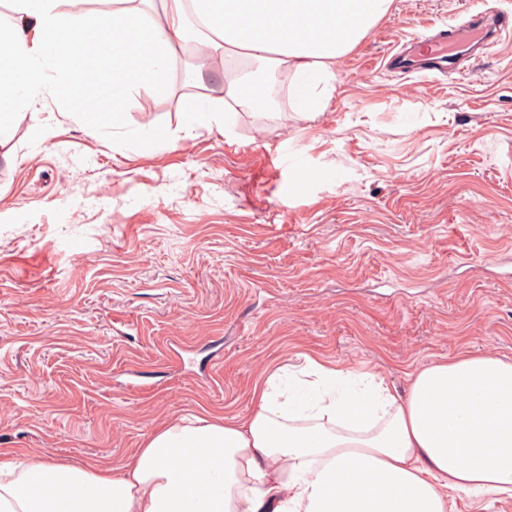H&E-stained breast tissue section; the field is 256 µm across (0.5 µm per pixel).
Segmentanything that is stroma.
<instances>
[{
  "label": "stroma",
  "mask_w": 512,
  "mask_h": 512,
  "mask_svg": "<svg viewBox=\"0 0 512 512\" xmlns=\"http://www.w3.org/2000/svg\"><path fill=\"white\" fill-rule=\"evenodd\" d=\"M482 0H393L325 112L279 101L184 130L220 64L76 122L63 101L0 145V449L121 464L192 409L244 417L319 356L406 393L414 370L512 358V30L468 75L384 66ZM153 127L164 140L142 136Z\"/></svg>",
  "instance_id": "stroma-1"
}]
</instances>
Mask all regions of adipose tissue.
<instances>
[{
  "instance_id": "adipose-tissue-1",
  "label": "adipose tissue",
  "mask_w": 512,
  "mask_h": 512,
  "mask_svg": "<svg viewBox=\"0 0 512 512\" xmlns=\"http://www.w3.org/2000/svg\"><path fill=\"white\" fill-rule=\"evenodd\" d=\"M63 2L0 12L1 111L35 107L47 90L71 117L100 119L104 102L163 92L188 46L288 68L295 110L313 120L337 60L392 0H162L159 28L132 12L88 21ZM105 27L109 42L81 43ZM458 492L512 497V359L438 362L400 396L309 357L271 372L249 416L187 412L151 427L117 467L0 451V512H451Z\"/></svg>"
}]
</instances>
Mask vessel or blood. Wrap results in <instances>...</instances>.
Instances as JSON below:
<instances>
[{
    "instance_id": "vessel-or-blood-1",
    "label": "vessel or blood",
    "mask_w": 512,
    "mask_h": 512,
    "mask_svg": "<svg viewBox=\"0 0 512 512\" xmlns=\"http://www.w3.org/2000/svg\"><path fill=\"white\" fill-rule=\"evenodd\" d=\"M509 26L512 17L498 11L470 16L463 23L439 28L432 35L413 41L408 49L391 56L387 68L401 77L413 73L444 76L459 73L468 60L470 38L488 42Z\"/></svg>"
}]
</instances>
